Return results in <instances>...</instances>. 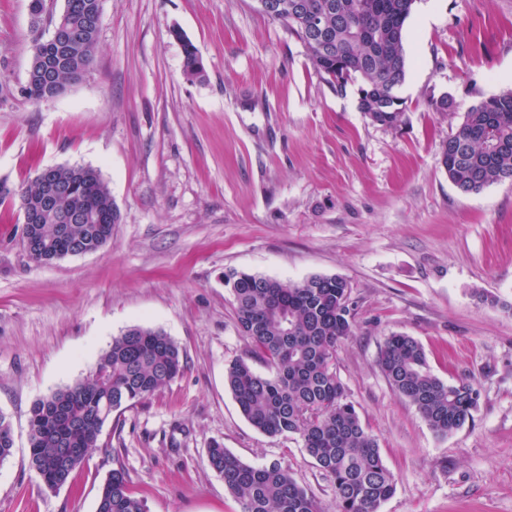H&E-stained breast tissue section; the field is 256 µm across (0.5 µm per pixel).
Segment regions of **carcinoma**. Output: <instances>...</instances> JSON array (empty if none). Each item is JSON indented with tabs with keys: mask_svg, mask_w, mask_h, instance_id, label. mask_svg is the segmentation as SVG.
Masks as SVG:
<instances>
[{
	"mask_svg": "<svg viewBox=\"0 0 512 512\" xmlns=\"http://www.w3.org/2000/svg\"><path fill=\"white\" fill-rule=\"evenodd\" d=\"M300 13L274 15L302 41L313 68L339 91L357 86L359 111L373 124L399 127L407 110L398 89L407 58L403 31L415 0H282ZM98 0H64L67 23L76 35L50 42L31 39L24 96L39 103L67 88L93 66L97 52ZM184 73L204 75L197 48L181 32ZM448 180L462 193L512 180V90L472 104L441 149ZM65 188L62 205L33 226L49 247L65 250L84 242L102 248L120 212L100 172L83 165L58 166ZM40 183L10 188L0 183V204L17 202L22 214L40 207ZM238 326L272 374L237 360L225 381L240 412L261 433L297 435L307 454L333 482L335 512H378L395 491L377 440L366 430L336 368V348L354 329L349 283L339 276L315 275L299 282L245 271L225 274ZM378 366L389 386L416 408L436 434L446 436L473 419L480 390L468 380L445 382L430 369L422 346L406 334L386 338ZM184 369L178 344L162 330L131 328L112 340L95 370L38 400L29 419L30 464L44 482L56 485L62 458L64 481L97 446L114 413L141 402ZM13 448L10 422L0 414V459ZM211 468L241 512H323L320 504L276 463L253 466L226 448L209 449ZM96 512H145L125 471L114 468L100 489Z\"/></svg>",
	"mask_w": 512,
	"mask_h": 512,
	"instance_id": "obj_1",
	"label": "carcinoma"
}]
</instances>
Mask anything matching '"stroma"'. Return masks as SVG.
Segmentation results:
<instances>
[{"label": "stroma", "mask_w": 512, "mask_h": 512, "mask_svg": "<svg viewBox=\"0 0 512 512\" xmlns=\"http://www.w3.org/2000/svg\"><path fill=\"white\" fill-rule=\"evenodd\" d=\"M28 4L0 0V181L90 166L121 221L101 250L38 264L18 210L0 206V414L14 440L0 512H96L115 468L146 512H241L210 467L215 444L280 464L331 512L332 482L301 439L254 429L225 383L240 359L269 371L239 329L231 270L349 282L355 328L336 367L396 480L379 512H512V182L464 194L439 162L463 112L512 89V0H416L395 129L359 112L355 86L326 83L256 0H102L93 68L32 103ZM175 27L203 78L185 75ZM446 95L456 111H436ZM132 327L174 339L183 372L47 488L29 464L33 404ZM394 333L441 379L479 385L472 421L438 437L391 389L377 358Z\"/></svg>", "instance_id": "1"}]
</instances>
